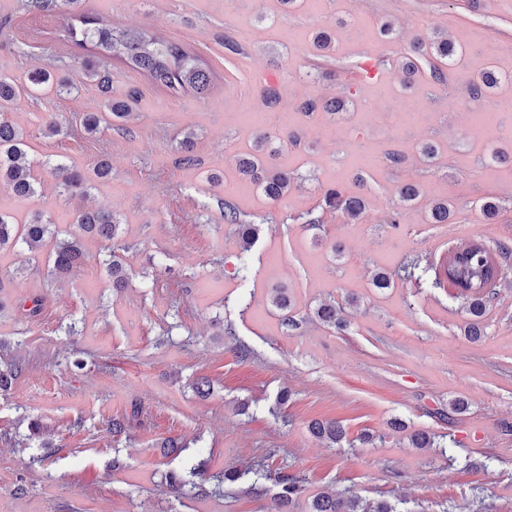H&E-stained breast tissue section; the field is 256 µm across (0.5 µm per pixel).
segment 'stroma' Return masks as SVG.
<instances>
[{"label":"stroma","instance_id":"35a3bbf8","mask_svg":"<svg viewBox=\"0 0 512 512\" xmlns=\"http://www.w3.org/2000/svg\"><path fill=\"white\" fill-rule=\"evenodd\" d=\"M83 9L185 44L211 83L174 98L111 62L112 95L138 90L136 116L84 135L98 91L80 71L85 51L61 36L70 10L35 15L24 0H0V72L22 79L60 65L74 84L68 94L21 97L10 117L34 161L110 158L112 178L88 203L124 224L119 256L129 274L113 288L92 238L80 272L60 280H47L44 260L30 261L26 247L0 253V293L43 299L37 320L0 314V370L14 374L0 390V512H270L272 495L214 482L227 467L258 462L303 478L289 512L340 491L394 512H512V261L500 268L477 341L463 333L464 299L435 282L444 249L512 248V160L490 159L497 148L512 153V0H85ZM386 21L393 37L381 32ZM320 31L332 39L327 63L313 43ZM437 34L460 53L446 82L425 64L404 81L416 39ZM228 37L242 55L228 54ZM486 66L501 82L487 100H471L468 83ZM265 76L280 88L279 111L259 107ZM333 96L348 102L339 115L298 110ZM53 115L65 135L46 136ZM261 130L275 140L271 165L294 178L277 201L233 161ZM187 131L189 167L179 148ZM426 143L439 149L430 163ZM42 179L29 200L1 187L0 209L20 221L41 209L72 230L77 200L60 196L50 173ZM402 183L421 196L401 208ZM336 184L364 199L362 221L325 205L324 189ZM439 199L453 206L449 223L427 220V203ZM227 200L263 227L250 257L224 221ZM485 200L500 204L494 219L480 209ZM414 261L421 273L407 276ZM380 271L392 274L389 288L373 287ZM279 292L297 329L271 303ZM326 300L344 308V329L315 317ZM202 378L211 383L204 398L194 389ZM284 388L279 416L272 407ZM453 399L467 411L441 418ZM240 400L246 412L235 410ZM114 418L126 425L117 437ZM324 419L339 421L354 447L315 437L308 425ZM418 432L439 447H414ZM171 439L186 451L167 449ZM195 456L207 462L206 493L171 487L167 474Z\"/></svg>","mask_w":512,"mask_h":512}]
</instances>
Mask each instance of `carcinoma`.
<instances>
[{"label":"carcinoma","instance_id":"cac0c4a2","mask_svg":"<svg viewBox=\"0 0 512 512\" xmlns=\"http://www.w3.org/2000/svg\"><path fill=\"white\" fill-rule=\"evenodd\" d=\"M68 7L74 14V23L65 30L64 39L98 54L97 60L83 62L86 78L94 82L100 93L97 106L82 117V129L94 136L104 125L122 123L134 115L138 103V93L129 92L123 99L112 98V80L106 68L108 61L115 59L127 68L146 74L160 84L174 98L187 90L199 93L206 90L210 82V71L201 59L184 46L167 42L148 31L125 30L105 22L99 16L82 11V0H27L26 6L36 12H49L59 6ZM416 59L429 56L435 60L430 65L431 75L438 83L446 81L445 71L452 68L459 56L455 43L446 36L426 43L417 41L413 45ZM498 78L494 72L484 69L469 85L470 97L479 100L487 91L494 88ZM72 85L66 74L47 68L30 72L21 81L5 73L0 74V184L9 188L14 197L27 200L41 193L42 180L37 172V163L30 159V146L21 128L8 117L15 102L23 95L32 93L71 92ZM260 101L263 110L275 112L280 109L282 97L276 83L267 81L261 88ZM346 100L341 97L306 99L298 106V111L310 116L317 112L335 115L344 110ZM270 134L263 133L255 138L252 153L236 159L239 171L250 177L253 184L270 199L277 201L288 194L293 178L288 172L271 169L267 157L276 152ZM57 179V189L68 197L85 196L94 183L112 177V165L106 156H101L87 168L58 164L52 169ZM325 204L342 211L348 218L359 221L365 213V203L356 193L346 192L338 187L328 188L324 193ZM452 216L451 205L445 200H437L429 205V218L433 224H446ZM224 221L238 226L242 250L249 253L259 233L258 225L242 220L237 207L224 203ZM78 232L62 238L56 224L44 211H35L30 217L19 222L11 214L0 210V252L6 248L24 245L30 252H38L46 243H52L49 251L47 277L56 279L79 268L85 258L84 236L91 234L104 242L105 258L102 265L112 277V286L122 288L126 283V270L115 254L116 240L121 237V222L109 209L85 208L77 211L74 217ZM488 250L480 245L465 246L453 252V259L445 272L449 285L459 289V294L467 299L468 313L473 317L466 335L473 340L483 336V317L488 295L485 285L495 282L498 266H493L484 258ZM11 305L23 311L30 318L41 311L36 298H19ZM317 317L331 326H341V309L333 303H322L316 309ZM312 433L328 447L339 446L347 440L343 427L335 421L316 422L311 425ZM205 473L204 463L193 462L181 474L172 473L169 481L178 487H195L194 478ZM268 471L261 465L245 470L227 469L217 479L222 484L244 483L242 492L248 495L266 493L265 480ZM276 505L283 507L298 499L304 492L303 479L296 474L277 476ZM308 512H393L384 502L373 505L350 492L319 494L311 500Z\"/></svg>","mask_w":512,"mask_h":512}]
</instances>
